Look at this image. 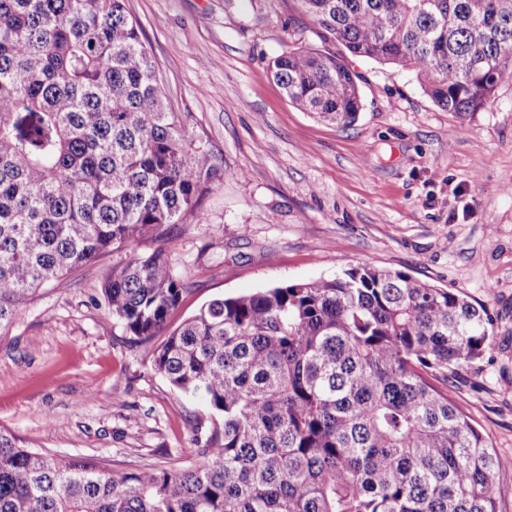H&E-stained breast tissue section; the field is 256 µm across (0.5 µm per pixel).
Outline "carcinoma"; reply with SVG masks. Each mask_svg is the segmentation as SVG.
<instances>
[{
	"label": "carcinoma",
	"instance_id": "cac0c4a2",
	"mask_svg": "<svg viewBox=\"0 0 512 512\" xmlns=\"http://www.w3.org/2000/svg\"><path fill=\"white\" fill-rule=\"evenodd\" d=\"M298 2L324 39L414 70L460 117L512 75V0ZM269 72L320 121L361 111L340 54L298 48ZM221 168L169 106L126 0H0V335L42 285L110 251L112 318L209 414L188 467L111 468L0 430V512H497L495 455L450 390L495 342L463 293L357 265L170 328L190 284L139 245L203 223Z\"/></svg>",
	"mask_w": 512,
	"mask_h": 512
}]
</instances>
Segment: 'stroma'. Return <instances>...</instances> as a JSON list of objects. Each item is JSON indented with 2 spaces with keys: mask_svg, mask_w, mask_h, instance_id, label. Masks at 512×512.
I'll list each match as a JSON object with an SVG mask.
<instances>
[{
  "mask_svg": "<svg viewBox=\"0 0 512 512\" xmlns=\"http://www.w3.org/2000/svg\"><path fill=\"white\" fill-rule=\"evenodd\" d=\"M193 135L224 160L204 223L167 243L193 289L179 324L210 300L368 264L464 293L494 319L495 348L460 369L458 408L496 455L498 512H512V76L464 117L410 69L348 60L363 107L347 128L293 107L270 60L323 41L298 0H126ZM101 256L38 290L0 336V429L27 447L111 466L189 464L205 415L154 371L101 295Z\"/></svg>",
  "mask_w": 512,
  "mask_h": 512,
  "instance_id": "35a3bbf8",
  "label": "stroma"
}]
</instances>
